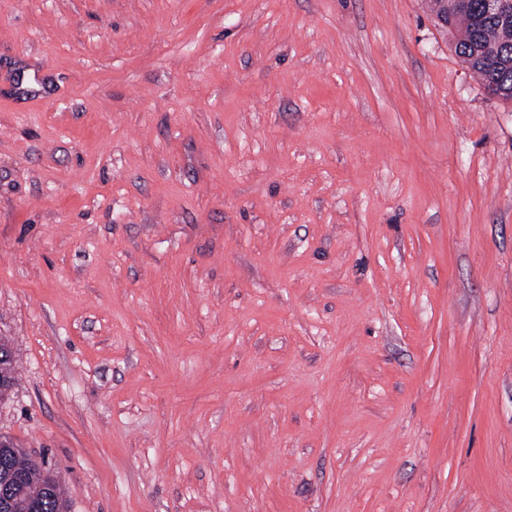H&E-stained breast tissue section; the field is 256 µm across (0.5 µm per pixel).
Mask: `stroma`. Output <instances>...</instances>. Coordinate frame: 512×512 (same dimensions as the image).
Returning a JSON list of instances; mask_svg holds the SVG:
<instances>
[{
  "label": "stroma",
  "instance_id": "35a3bbf8",
  "mask_svg": "<svg viewBox=\"0 0 512 512\" xmlns=\"http://www.w3.org/2000/svg\"><path fill=\"white\" fill-rule=\"evenodd\" d=\"M1 336L68 512H512V102L425 0H0Z\"/></svg>",
  "mask_w": 512,
  "mask_h": 512
}]
</instances>
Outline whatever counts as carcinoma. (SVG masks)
I'll list each match as a JSON object with an SVG mask.
<instances>
[{"label": "carcinoma", "mask_w": 512, "mask_h": 512, "mask_svg": "<svg viewBox=\"0 0 512 512\" xmlns=\"http://www.w3.org/2000/svg\"><path fill=\"white\" fill-rule=\"evenodd\" d=\"M485 0H467V8L448 14L444 31L453 36L454 51L462 63L477 76L490 93L506 101L512 100V18H492L485 14ZM0 349L9 352L0 361V379L8 381L0 389V400L9 395L17 377L13 349L6 338H0ZM9 468L24 478L22 491L31 499L40 500L41 512H67L63 489L52 499H43L45 473L30 464L24 453H7Z\"/></svg>", "instance_id": "carcinoma-1"}]
</instances>
